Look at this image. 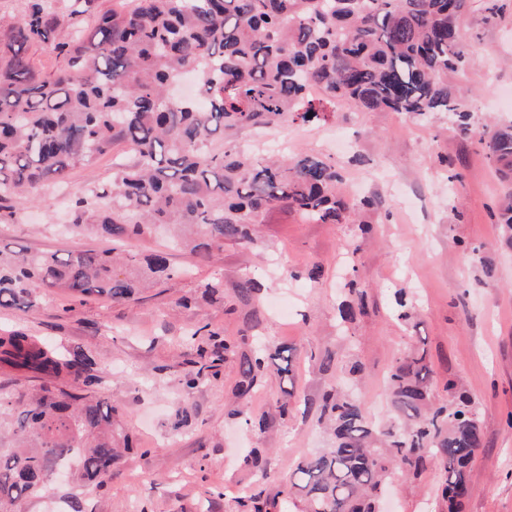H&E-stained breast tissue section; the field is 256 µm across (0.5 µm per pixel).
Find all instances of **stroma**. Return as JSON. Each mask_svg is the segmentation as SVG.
Returning a JSON list of instances; mask_svg holds the SVG:
<instances>
[{
  "label": "stroma",
  "mask_w": 512,
  "mask_h": 512,
  "mask_svg": "<svg viewBox=\"0 0 512 512\" xmlns=\"http://www.w3.org/2000/svg\"><path fill=\"white\" fill-rule=\"evenodd\" d=\"M465 34L475 63L453 84L473 108L468 135L440 114L363 112L347 104L323 122L239 134L240 146L258 157L270 156L269 141L280 138L290 143L288 155L317 154L334 164L350 202L375 201L349 223L310 222L277 206L257 226L261 251L228 241L205 261L154 233L130 241L128 252H169L181 275L136 301L94 297L80 304L49 294L27 311L0 309L1 327L89 351L100 378L90 393L113 407L121 433L134 441L105 486L56 481L49 493L18 503L17 512H73L76 504L82 512H239L235 499L245 491L282 502L296 463L334 444L317 410L322 392L359 362L351 394L369 420H386L388 375L412 347L426 353L434 403L449 402L444 384L456 378L481 413L485 445L475 454L462 512H512V249L501 243L495 218L507 186L480 142L489 120L512 121V111L490 97L495 87L512 90V0H503L502 16L491 21L476 11ZM111 178L106 154L74 167L66 183H47L44 205L20 199L14 219L0 223V245L60 253L101 248L98 237L71 232L70 203ZM468 243L482 245L479 257L464 252ZM287 268L298 279H285ZM248 276L258 289L243 297L238 285ZM213 279L224 284L223 300L202 298ZM350 282L366 292L367 304L344 322L338 308ZM400 288L411 299L406 321L396 313ZM184 296L197 305L178 306ZM202 325L241 340L245 353L254 340L271 354L291 348V377L272 364L255 388L237 395L234 355L187 387L202 364L190 333ZM259 418L265 429L254 427ZM248 448L266 449V476L244 465ZM442 478L441 466L432 465L398 480L386 512H447L436 493Z\"/></svg>",
  "instance_id": "1"
}]
</instances>
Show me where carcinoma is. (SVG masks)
Here are the masks:
<instances>
[{
	"mask_svg": "<svg viewBox=\"0 0 512 512\" xmlns=\"http://www.w3.org/2000/svg\"><path fill=\"white\" fill-rule=\"evenodd\" d=\"M26 0L22 16L0 20V222L16 197L38 199L47 181L63 182L122 142L133 157L112 161V183L73 202V225L110 242L66 255L0 246V308L29 309L56 290L135 299L145 281L177 276L168 254L137 262L125 247L158 224L199 256L224 241L258 245L251 225L285 204L306 219L340 224L347 211L335 165L312 154L260 161L237 142L248 128L324 121L348 102L367 112L448 115L471 126L452 80L472 63L463 23L473 0H128L103 10L98 0ZM57 67L35 71L30 49ZM500 180L512 184V123L481 138ZM512 247V196L498 214ZM213 346L234 354L240 342L203 325ZM0 366L42 379L34 389L0 393V512L46 493L54 471L86 486L112 480V408L84 394L96 362L81 347L47 343L22 329L0 334ZM266 368L257 348L242 355L238 393ZM425 356L409 349L389 373L393 414L368 420L341 383L319 401L336 447L301 460L285 484L302 512H381L397 477L444 465L441 497L460 512L470 469L484 442L481 417L448 379L449 405L429 401ZM266 473L259 448L243 458ZM240 512H268L259 494Z\"/></svg>",
	"mask_w": 512,
	"mask_h": 512,
	"instance_id": "carcinoma-1",
	"label": "carcinoma"
}]
</instances>
